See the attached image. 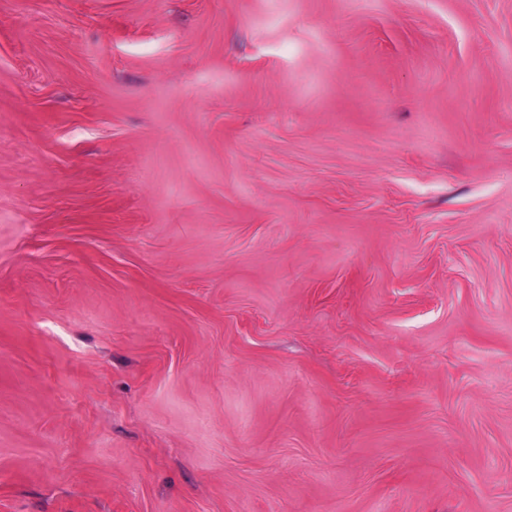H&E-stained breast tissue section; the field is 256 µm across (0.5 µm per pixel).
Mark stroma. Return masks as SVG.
<instances>
[{
	"instance_id": "1",
	"label": "stroma",
	"mask_w": 512,
	"mask_h": 512,
	"mask_svg": "<svg viewBox=\"0 0 512 512\" xmlns=\"http://www.w3.org/2000/svg\"><path fill=\"white\" fill-rule=\"evenodd\" d=\"M0 512H512V0H0Z\"/></svg>"
}]
</instances>
